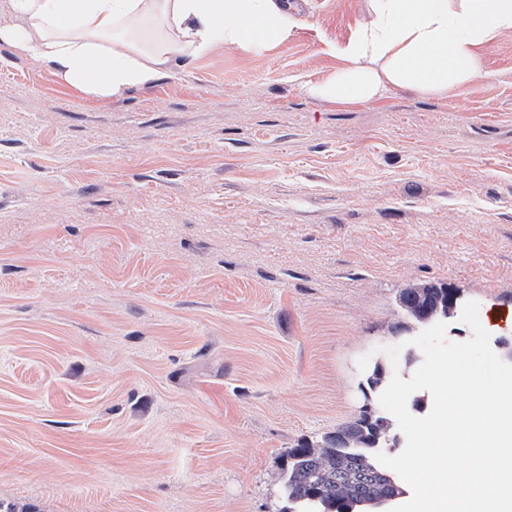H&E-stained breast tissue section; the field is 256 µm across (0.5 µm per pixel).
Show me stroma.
<instances>
[{
    "instance_id": "obj_1",
    "label": "stroma",
    "mask_w": 512,
    "mask_h": 512,
    "mask_svg": "<svg viewBox=\"0 0 512 512\" xmlns=\"http://www.w3.org/2000/svg\"><path fill=\"white\" fill-rule=\"evenodd\" d=\"M370 0H305L103 98L0 39V502L283 512L431 281L512 336V32L464 93L312 97Z\"/></svg>"
}]
</instances>
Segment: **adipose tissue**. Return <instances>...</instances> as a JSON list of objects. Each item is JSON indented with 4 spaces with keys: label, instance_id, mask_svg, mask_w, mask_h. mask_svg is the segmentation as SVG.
Here are the masks:
<instances>
[{
    "label": "adipose tissue",
    "instance_id": "1",
    "mask_svg": "<svg viewBox=\"0 0 512 512\" xmlns=\"http://www.w3.org/2000/svg\"><path fill=\"white\" fill-rule=\"evenodd\" d=\"M17 49L87 93L121 97L171 62L217 44L261 49L294 19L282 0H10ZM512 30V0H371L342 48L347 66L308 85L316 98L368 101L388 87L445 94L486 70L475 48Z\"/></svg>",
    "mask_w": 512,
    "mask_h": 512
}]
</instances>
